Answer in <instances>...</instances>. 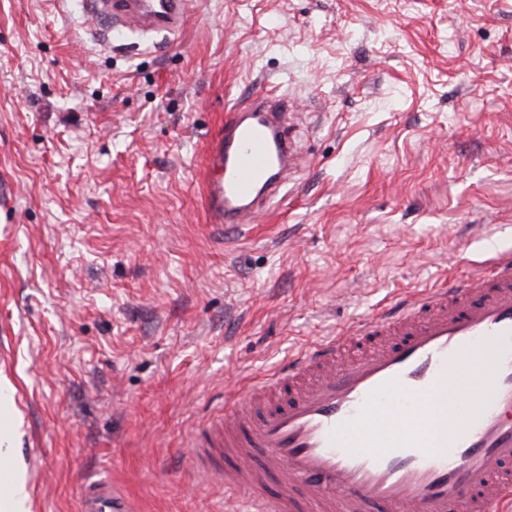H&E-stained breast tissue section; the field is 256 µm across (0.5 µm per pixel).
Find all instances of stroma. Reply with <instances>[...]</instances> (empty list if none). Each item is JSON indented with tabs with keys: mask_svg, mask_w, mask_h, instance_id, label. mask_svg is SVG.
Listing matches in <instances>:
<instances>
[{
	"mask_svg": "<svg viewBox=\"0 0 512 512\" xmlns=\"http://www.w3.org/2000/svg\"><path fill=\"white\" fill-rule=\"evenodd\" d=\"M105 42L81 0H0V469L29 512L110 478L225 512L183 458L225 396L512 248V0H192ZM270 89L302 169L211 223L204 150Z\"/></svg>",
	"mask_w": 512,
	"mask_h": 512,
	"instance_id": "1",
	"label": "stroma"
}]
</instances>
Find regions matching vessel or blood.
I'll use <instances>...</instances> for the list:
<instances>
[{
	"label": "vessel or blood",
	"mask_w": 512,
	"mask_h": 512,
	"mask_svg": "<svg viewBox=\"0 0 512 512\" xmlns=\"http://www.w3.org/2000/svg\"><path fill=\"white\" fill-rule=\"evenodd\" d=\"M118 38L176 34L191 0H85ZM288 107L228 111L206 158L213 223H249L295 172ZM193 470L247 512H512V250L300 350L193 432ZM275 494H268V486ZM79 512H135L109 478Z\"/></svg>",
	"instance_id": "b4317fda"
}]
</instances>
